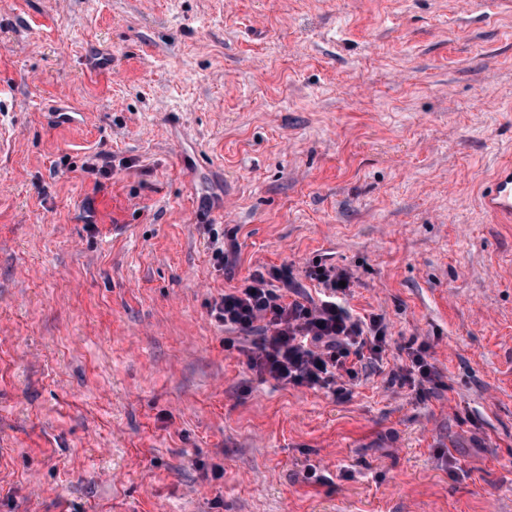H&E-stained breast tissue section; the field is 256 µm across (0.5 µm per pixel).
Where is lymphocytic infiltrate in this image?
<instances>
[{"label": "lymphocytic infiltrate", "instance_id": "obj_1", "mask_svg": "<svg viewBox=\"0 0 512 512\" xmlns=\"http://www.w3.org/2000/svg\"><path fill=\"white\" fill-rule=\"evenodd\" d=\"M308 275L321 289L319 301L289 302L270 288L272 277L291 283L290 270L282 268L252 274L248 287L224 293L212 313L226 329L244 335L262 328L253 342L252 370L297 387L329 388L354 379L358 360L380 357L387 326L380 315L358 316L345 308L346 272L317 266Z\"/></svg>", "mask_w": 512, "mask_h": 512}]
</instances>
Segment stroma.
Segmentation results:
<instances>
[{
  "mask_svg": "<svg viewBox=\"0 0 512 512\" xmlns=\"http://www.w3.org/2000/svg\"><path fill=\"white\" fill-rule=\"evenodd\" d=\"M492 2L0 0V512H512ZM317 264L388 327L334 391L257 375L212 314ZM408 350L406 363L399 367V375L402 381L415 384L417 378L421 384L428 382L433 376V367L424 355L426 348H408Z\"/></svg>",
  "mask_w": 512,
  "mask_h": 512,
  "instance_id": "obj_1",
  "label": "stroma"
}]
</instances>
